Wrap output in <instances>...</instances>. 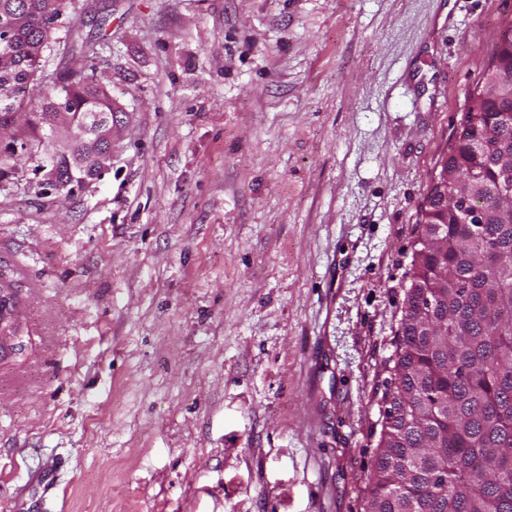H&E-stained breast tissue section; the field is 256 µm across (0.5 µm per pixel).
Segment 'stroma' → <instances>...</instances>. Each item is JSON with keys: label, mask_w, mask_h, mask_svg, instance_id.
<instances>
[{"label": "stroma", "mask_w": 512, "mask_h": 512, "mask_svg": "<svg viewBox=\"0 0 512 512\" xmlns=\"http://www.w3.org/2000/svg\"><path fill=\"white\" fill-rule=\"evenodd\" d=\"M88 3L45 68L95 49L111 169L0 178V512H363L417 213L512 0ZM1 283L0 286V356L4 352V348L9 349L8 345H5L2 341V334L7 328H12L14 312H15V298L17 288H12ZM4 324H7L4 326Z\"/></svg>", "instance_id": "35a3bbf8"}]
</instances>
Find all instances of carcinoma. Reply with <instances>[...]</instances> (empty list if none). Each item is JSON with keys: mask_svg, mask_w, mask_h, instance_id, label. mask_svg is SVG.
Wrapping results in <instances>:
<instances>
[{"mask_svg": "<svg viewBox=\"0 0 512 512\" xmlns=\"http://www.w3.org/2000/svg\"><path fill=\"white\" fill-rule=\"evenodd\" d=\"M69 0H0L10 16L8 50L0 49V129L25 146L64 196L107 164L112 117L121 108L95 65L43 71V61ZM486 139L512 153V123L467 109L448 145V171L457 181L478 174L474 203L497 202V167L474 154ZM434 190L418 213V238L385 400L393 420L382 425L367 479L364 512H512V306L497 295L512 287V216L466 235L453 213L432 225ZM488 263L480 262L482 253ZM448 267V283L437 270ZM439 293L443 307L418 316L417 296ZM438 322L443 335L425 336Z\"/></svg>", "mask_w": 512, "mask_h": 512, "instance_id": "1", "label": "carcinoma"}]
</instances>
